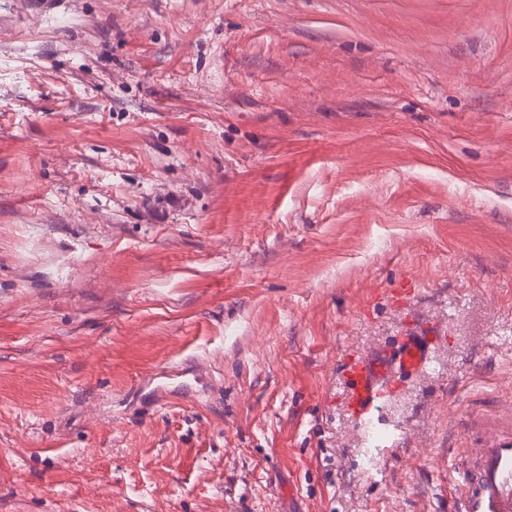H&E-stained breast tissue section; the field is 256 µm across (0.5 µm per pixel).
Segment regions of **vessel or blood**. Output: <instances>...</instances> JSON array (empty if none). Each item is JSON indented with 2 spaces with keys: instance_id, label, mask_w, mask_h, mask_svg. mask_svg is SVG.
Here are the masks:
<instances>
[{
  "instance_id": "obj_1",
  "label": "vessel or blood",
  "mask_w": 512,
  "mask_h": 512,
  "mask_svg": "<svg viewBox=\"0 0 512 512\" xmlns=\"http://www.w3.org/2000/svg\"><path fill=\"white\" fill-rule=\"evenodd\" d=\"M424 333L406 336L395 355L375 358L360 355L345 360L346 406L363 426L373 419L393 395L399 375L425 371L431 361ZM487 435L453 469L462 487L452 512H512V424H487Z\"/></svg>"
}]
</instances>
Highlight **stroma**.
Returning a JSON list of instances; mask_svg holds the SVG:
<instances>
[{
    "mask_svg": "<svg viewBox=\"0 0 512 512\" xmlns=\"http://www.w3.org/2000/svg\"><path fill=\"white\" fill-rule=\"evenodd\" d=\"M510 407L512 0H0V512H449ZM433 330L406 336L398 352L386 358L360 355L345 360L342 374L346 383V406L363 426L372 427L373 419L393 396L396 378L402 374L422 373L431 361L430 344L425 338Z\"/></svg>",
    "mask_w": 512,
    "mask_h": 512,
    "instance_id": "stroma-1",
    "label": "stroma"
}]
</instances>
